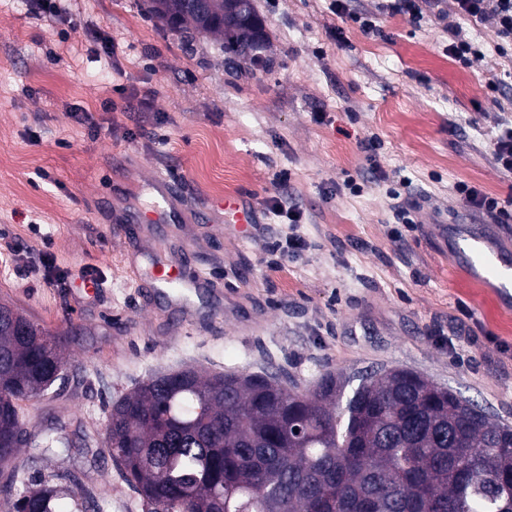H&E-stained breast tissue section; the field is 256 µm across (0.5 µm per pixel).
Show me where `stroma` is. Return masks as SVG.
I'll return each instance as SVG.
<instances>
[{"instance_id":"35a3bbf8","label":"stroma","mask_w":512,"mask_h":512,"mask_svg":"<svg viewBox=\"0 0 512 512\" xmlns=\"http://www.w3.org/2000/svg\"><path fill=\"white\" fill-rule=\"evenodd\" d=\"M254 5L267 72L228 64L214 38L170 31L144 0H68L55 17L0 0V302L75 334L65 385L21 413L30 431L64 423L69 455L35 469L76 471L102 512L117 501L146 512L104 438L113 399L157 372L279 371L310 389L329 372L399 367L512 426V302L459 264L454 233L472 226L512 254V219L470 209L456 190L476 186L512 211V171L494 158L512 120V51L454 0H435L418 26L383 17L382 39L350 19L377 0H344L342 15L330 0ZM452 26L482 47L469 65L448 53ZM99 30L119 67L96 57ZM500 79L506 89L491 92ZM137 91L152 92L147 108ZM76 107L98 136L75 122ZM372 138L374 172L362 149ZM160 173L179 193L178 222L115 234L119 215L152 204ZM398 176L419 202L412 227L393 217ZM275 195L301 212L306 241L278 268L266 240L288 227L266 209ZM227 198L254 210L266 236L213 213ZM48 256L66 287L46 280ZM179 258L219 284L190 318L136 276ZM86 274L103 284L87 304Z\"/></svg>"}]
</instances>
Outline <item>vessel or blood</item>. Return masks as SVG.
<instances>
[{
	"instance_id": "obj_1",
	"label": "vessel or blood",
	"mask_w": 512,
	"mask_h": 512,
	"mask_svg": "<svg viewBox=\"0 0 512 512\" xmlns=\"http://www.w3.org/2000/svg\"><path fill=\"white\" fill-rule=\"evenodd\" d=\"M154 191V206L139 216L145 224H161L173 221L177 214L176 200L173 194V181L164 174L154 177L151 183ZM466 257L473 268L484 270L494 268L495 278L500 288H512V261L494 250L483 238L472 237L468 240ZM150 285L155 292L166 296L178 311L189 315L198 308L196 300L201 297L203 288L209 280L198 272L189 261L156 262L148 271Z\"/></svg>"
}]
</instances>
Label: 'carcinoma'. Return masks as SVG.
Segmentation results:
<instances>
[{
  "label": "carcinoma",
  "mask_w": 512,
  "mask_h": 512,
  "mask_svg": "<svg viewBox=\"0 0 512 512\" xmlns=\"http://www.w3.org/2000/svg\"><path fill=\"white\" fill-rule=\"evenodd\" d=\"M146 5L169 29L210 35L255 70L271 64L252 0ZM71 334L13 309L0 317V435L17 433L0 501L16 510L56 512L63 493L76 512L95 508L69 472L18 495L21 446L31 461L70 448L61 427L26 431L19 403L46 394ZM349 384L340 374L301 390L245 371L157 373L112 401L108 451L148 512H512V427L405 368Z\"/></svg>",
  "instance_id": "obj_1"
}]
</instances>
